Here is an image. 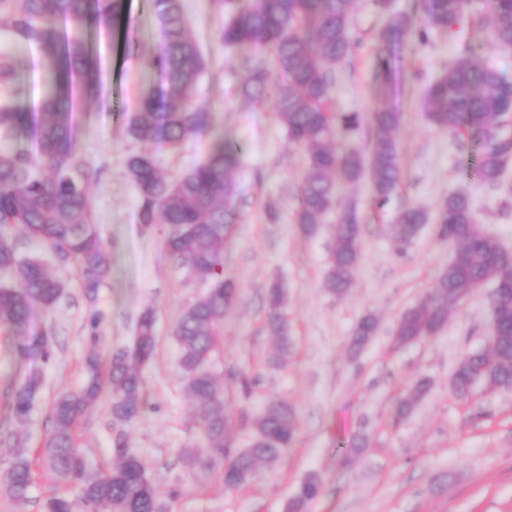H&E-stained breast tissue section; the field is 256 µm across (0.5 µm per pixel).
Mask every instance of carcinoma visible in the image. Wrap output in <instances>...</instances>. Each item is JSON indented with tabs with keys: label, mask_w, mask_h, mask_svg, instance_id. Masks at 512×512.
Instances as JSON below:
<instances>
[{
	"label": "carcinoma",
	"mask_w": 512,
	"mask_h": 512,
	"mask_svg": "<svg viewBox=\"0 0 512 512\" xmlns=\"http://www.w3.org/2000/svg\"><path fill=\"white\" fill-rule=\"evenodd\" d=\"M234 2L235 15L219 30L218 39L226 48L273 50L281 78L271 80L268 63L261 58L250 66L251 77L242 93L254 102L272 99L288 139L306 151L307 173L295 210L302 233L317 234L324 216L336 210V247L325 287L341 296L353 282L362 227L353 208L339 207L338 182L356 183L369 174L376 206L382 209L390 203L401 180L397 132L403 113L384 106L373 112L374 137L366 151L332 146L336 113L331 72L353 62L357 41L351 20L358 0ZM375 5L391 13L378 33L374 63L375 85L382 94L396 75L388 49L404 46L413 36L426 43L431 31L446 30L461 18L472 0H420L419 17L391 12L392 0H375ZM153 6L162 43L151 65L163 86L142 96L136 111L119 109L114 116L131 138L176 149L190 135L213 131L210 112L194 100L207 62L185 23L182 0H153ZM125 14V0H0V32L33 46L40 65L53 76L39 111L0 105V135L27 131L35 143L33 152L0 150V326L16 335L27 334L35 309L52 310L68 288L42 259L20 253L16 232L39 240L55 257L73 261L89 294L109 273L89 194L102 168L79 154L73 114L77 95L92 98L100 88L101 69L89 35L110 32ZM471 23L490 29L497 46L512 48V0H484L483 9L471 14ZM14 71L12 58L1 52V86L12 84ZM421 102L432 126L459 141L469 136L476 142V173L483 184L497 186L512 159V79L467 42L448 69L426 87ZM238 167L239 149L222 134L214 135L205 161L177 179L165 177L150 154H132L126 161L140 200V223L163 225L165 249L204 286L182 312L174 335L180 378L199 407L203 431L204 448L193 461L229 489L248 484L258 463H276L292 447L298 431V419L288 404L272 401L251 420L249 446L239 447L224 388L211 370L216 329L239 296L236 284L224 278L223 266L224 244L239 220ZM435 220L440 239L453 246V258L438 272L431 296L400 315L394 343L403 347L436 337L456 304L491 282L495 289L490 349L465 354L454 370L452 386L460 396L477 383L490 389L512 388V256L496 237L480 230L465 193L448 195ZM427 221V215L413 206L401 209L392 225L395 249L409 247ZM265 304L268 325L280 340L279 356L274 358L279 363L290 347L284 289L270 288ZM376 331L373 317L362 318L350 339L352 353L359 354ZM155 349V315L148 309L139 319L131 347L113 351L103 363L90 357L85 386L56 399L44 442L46 466L56 482L76 493L48 498L44 512H101L103 505L109 512H165L145 462L128 451L124 434L115 442L118 463L104 472L90 470L76 445L83 416L105 393L114 425L139 419L146 404L139 368L152 360ZM21 353L29 360L45 357L47 341L35 339ZM38 387L32 375L13 391L16 421L28 418ZM6 480L14 497H26L33 476L25 455L14 454ZM319 492L316 478L304 480L290 501V512H305Z\"/></svg>",
	"instance_id": "1"
}]
</instances>
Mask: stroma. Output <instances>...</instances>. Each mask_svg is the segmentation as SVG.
I'll return each mask as SVG.
<instances>
[{"mask_svg": "<svg viewBox=\"0 0 512 512\" xmlns=\"http://www.w3.org/2000/svg\"><path fill=\"white\" fill-rule=\"evenodd\" d=\"M191 33L207 59L197 84V99L210 108L215 125L239 143L240 211L233 237L224 246V275L239 287V300L224 316L218 334L220 354L213 372L228 394L233 413L250 416L272 400L296 413L294 447L273 466H259L247 485L225 489L210 471L189 462L184 451L201 445L197 410L184 392L174 328L184 307L202 291L186 265L164 248L161 225L138 219L139 197L126 172L129 155L152 153L161 170L176 178L202 161L209 135L187 137L178 149L131 139L123 124L102 106H135L143 90L159 84L150 61L159 48V25L150 0H129L130 54L114 55L101 44L104 59L101 99L79 103L78 149L104 173L92 186L95 222L105 242L109 275L95 297H88L73 265L61 264L37 240L21 238L23 254L43 258L70 285L56 306L37 312V332L50 345L47 359L26 361L25 339L0 329V512H43L55 485L49 476L43 441L51 405L65 390L87 380V359L108 357L130 346L143 310L156 315V353L143 369L147 406L127 427V445L148 465L159 499L169 512H288L290 499L311 474L321 492L306 512H512V389L476 385L467 396L451 385L461 358L487 348L491 330V285L461 300L447 325L433 339L397 348L393 330L400 314L425 299L453 249L437 236L434 217L454 191L467 192L480 227L512 252V162L500 186L479 183L472 151H460L447 131L431 126L419 100L405 90L389 96L403 122L399 131L402 178L385 208L372 200L369 181L339 184L340 202L355 205L362 226L360 261L351 288L341 296L324 286L335 247L336 217L328 215L319 233L307 237L294 222L299 185L306 174V153L291 144L273 102L254 104L242 95L248 72L241 49H225L215 39L231 12L220 0H184ZM389 14L373 0H360L353 32L359 40L354 66L336 82L332 96L338 114H358L353 131L339 130L337 142L368 148L371 114L381 99L372 85L378 32ZM482 42L484 55L512 77V52L497 50L486 33L469 20L451 30L431 32L428 43L414 45L412 67L404 81L424 90L447 67L468 38ZM17 66L13 99L38 101L49 76L36 65L26 45L0 38ZM412 205L429 221L405 253H396L390 228L399 210ZM288 296V334L293 347L281 364L267 325L265 294L272 285ZM374 316L378 331L358 355L349 339L364 316ZM37 373L40 387L25 423L9 418L4 392ZM427 393L413 412L398 420L393 409L418 382ZM115 432L108 398L83 418L78 444L88 465H113ZM26 452L33 484L27 498H14L5 475L13 449Z\"/></svg>", "mask_w": 512, "mask_h": 512, "instance_id": "1", "label": "stroma"}]
</instances>
